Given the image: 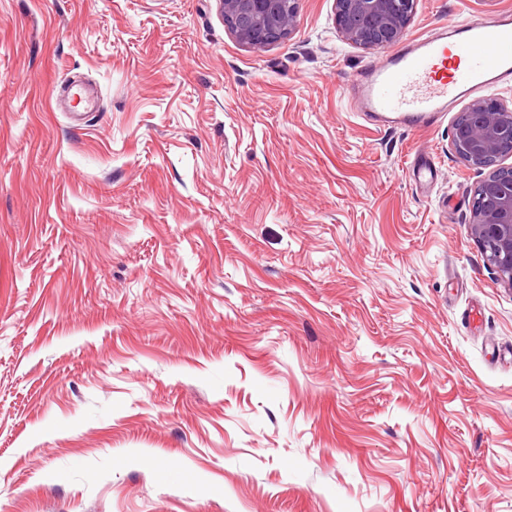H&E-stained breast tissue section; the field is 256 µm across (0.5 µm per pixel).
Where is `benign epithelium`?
I'll list each match as a JSON object with an SVG mask.
<instances>
[{
	"instance_id": "obj_1",
	"label": "benign epithelium",
	"mask_w": 512,
	"mask_h": 512,
	"mask_svg": "<svg viewBox=\"0 0 512 512\" xmlns=\"http://www.w3.org/2000/svg\"><path fill=\"white\" fill-rule=\"evenodd\" d=\"M225 26L253 46L273 32L289 35L296 0H220ZM418 0H335L336 28L349 42L383 48L397 42L417 10ZM512 147V105L498 98L479 100L459 113L450 149L460 161L481 169L484 160ZM471 233L498 278L512 288V174L486 176L472 191Z\"/></svg>"
}]
</instances>
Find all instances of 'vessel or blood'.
<instances>
[{
    "mask_svg": "<svg viewBox=\"0 0 512 512\" xmlns=\"http://www.w3.org/2000/svg\"><path fill=\"white\" fill-rule=\"evenodd\" d=\"M512 79V15L458 23L361 71L352 99L388 128L429 129L459 99Z\"/></svg>",
    "mask_w": 512,
    "mask_h": 512,
    "instance_id": "vessel-or-blood-1",
    "label": "vessel or blood"
}]
</instances>
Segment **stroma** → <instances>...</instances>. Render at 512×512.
<instances>
[{"instance_id":"obj_1","label":"stroma","mask_w":512,"mask_h":512,"mask_svg":"<svg viewBox=\"0 0 512 512\" xmlns=\"http://www.w3.org/2000/svg\"><path fill=\"white\" fill-rule=\"evenodd\" d=\"M382 55L333 0L262 47L219 0H0V512H512L469 102L378 125L345 85Z\"/></svg>"}]
</instances>
